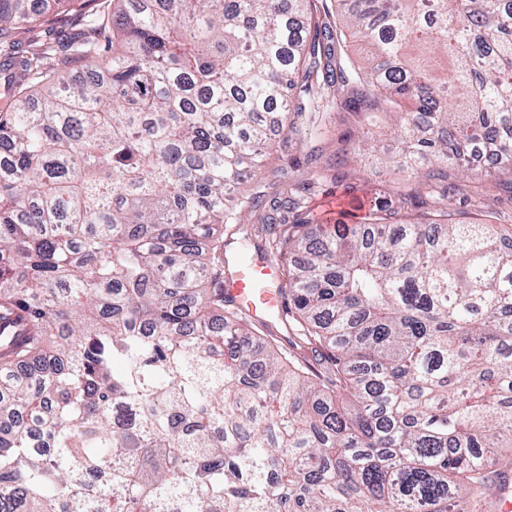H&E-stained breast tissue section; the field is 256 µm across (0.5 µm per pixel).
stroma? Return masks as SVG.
Listing matches in <instances>:
<instances>
[{
	"label": "stroma",
	"mask_w": 512,
	"mask_h": 512,
	"mask_svg": "<svg viewBox=\"0 0 512 512\" xmlns=\"http://www.w3.org/2000/svg\"><path fill=\"white\" fill-rule=\"evenodd\" d=\"M354 117L344 112H319L315 117L297 121L287 147H276L266 161L265 172L256 182L266 199H274L281 181L296 188L302 200L300 216H311L328 223L352 224L359 221L377 197L388 199L399 212L400 219L411 222L422 212L412 193L416 181L395 175L384 165L370 160L337 162L341 138L355 129ZM318 151V164L343 176V186L314 183L307 162L310 151ZM512 182V170L476 181L456 196L448 207L452 222L502 224L512 226V194L505 189Z\"/></svg>",
	"instance_id": "35a3bbf8"
}]
</instances>
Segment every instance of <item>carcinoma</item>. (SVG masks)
<instances>
[{"mask_svg":"<svg viewBox=\"0 0 512 512\" xmlns=\"http://www.w3.org/2000/svg\"><path fill=\"white\" fill-rule=\"evenodd\" d=\"M87 2L0 41V512H473L512 464V229L448 223L450 184L413 224H289L281 181L286 351L217 228L323 105L399 114L403 173L511 169L512 0ZM79 4L80 0L65 1L59 9H55L50 13V16L48 17L50 21L45 25L42 31L49 32L52 37L57 39H64L71 32L72 26L64 21L63 16L65 14H71L78 8ZM56 14H59L60 16L56 17Z\"/></svg>","mask_w":512,"mask_h":512,"instance_id":"1","label":"carcinoma"}]
</instances>
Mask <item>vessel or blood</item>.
Masks as SVG:
<instances>
[{
	"mask_svg": "<svg viewBox=\"0 0 512 512\" xmlns=\"http://www.w3.org/2000/svg\"><path fill=\"white\" fill-rule=\"evenodd\" d=\"M280 280V267L271 258L237 263L224 277V297L249 317L264 322L282 311L281 295L273 288ZM487 508L489 512H512V476L499 477Z\"/></svg>",
	"mask_w": 512,
	"mask_h": 512,
	"instance_id": "obj_1",
	"label": "vessel or blood"
}]
</instances>
